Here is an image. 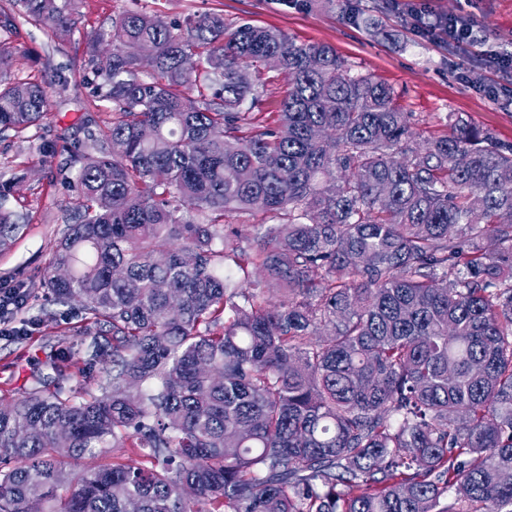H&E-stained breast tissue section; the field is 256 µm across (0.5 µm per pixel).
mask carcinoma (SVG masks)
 Listing matches in <instances>:
<instances>
[{
    "label": "carcinoma",
    "instance_id": "1",
    "mask_svg": "<svg viewBox=\"0 0 512 512\" xmlns=\"http://www.w3.org/2000/svg\"><path fill=\"white\" fill-rule=\"evenodd\" d=\"M138 2L86 37L112 121L41 144L79 164V199L39 288L111 337L88 347L103 381L34 375L0 404V512H512V144L456 117L421 150L334 48ZM79 5L0 8V130L48 112L12 75L15 15L63 43ZM273 56L288 92L258 129L239 72ZM87 454L104 463L69 468ZM99 375L98 367L86 368L83 374L68 380L65 383V387L74 394L82 393L87 390L97 392L100 380Z\"/></svg>",
    "mask_w": 512,
    "mask_h": 512
}]
</instances>
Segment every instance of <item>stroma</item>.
I'll return each mask as SVG.
<instances>
[{"mask_svg": "<svg viewBox=\"0 0 512 512\" xmlns=\"http://www.w3.org/2000/svg\"><path fill=\"white\" fill-rule=\"evenodd\" d=\"M446 17L472 14L489 37L487 45L461 49L413 31L411 20L394 12L388 0H304L288 8L278 0H142L148 13L170 22L190 14L219 13L225 22L274 27L299 43H323L357 72L392 86L399 102L413 112L421 135L444 130L456 114L512 143V68L487 67L486 49L512 52V0H414ZM129 0H81L79 32L58 44L41 32L20 27V53L13 74L48 87L49 112L41 126L0 134V180L16 178L10 207L27 217L23 233L0 249V285L31 286L39 281L54 244L77 198L63 182L69 155H42L43 141L65 134L84 140L88 128L109 117L93 84L84 82V36L110 25ZM13 326L21 336L0 335V403L20 397L32 370L52 375L58 351L81 363L93 332L74 305H56L36 296L17 311Z\"/></svg>", "mask_w": 512, "mask_h": 512, "instance_id": "1", "label": "stroma"}]
</instances>
